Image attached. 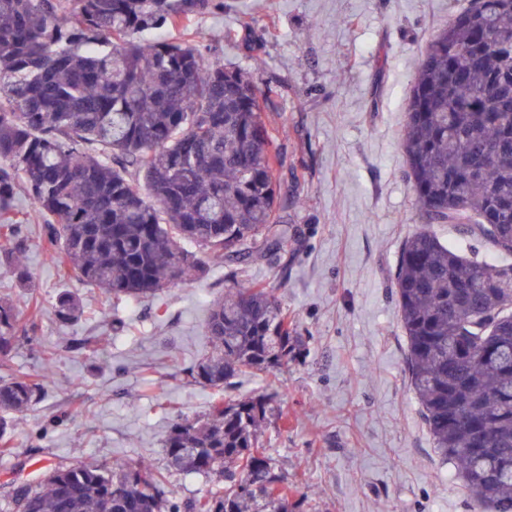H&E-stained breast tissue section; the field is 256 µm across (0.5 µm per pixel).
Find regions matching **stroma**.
I'll use <instances>...</instances> for the list:
<instances>
[{
	"label": "stroma",
	"instance_id": "obj_1",
	"mask_svg": "<svg viewBox=\"0 0 512 512\" xmlns=\"http://www.w3.org/2000/svg\"><path fill=\"white\" fill-rule=\"evenodd\" d=\"M464 0H224L195 18L207 61L271 89L265 113L285 168L288 263L267 256L243 279L275 287L306 339L277 375L245 377L243 394H273L287 421L266 423L272 455L307 512H472L451 464L433 448L407 374V342L392 276L417 228L400 137L421 53ZM268 35L248 50L249 29ZM28 240V287L0 266V298L45 311L35 335L0 357V376L57 374L35 409L14 418V451L0 457V501L59 465L150 459L165 470L163 439L176 418L205 413L210 389L186 367L206 345V309L224 290L223 261L155 299L113 306L95 285L46 258L41 215L18 198ZM86 313L70 326L50 312L60 293ZM120 318L125 330L113 335ZM99 337L97 352L70 338Z\"/></svg>",
	"mask_w": 512,
	"mask_h": 512
}]
</instances>
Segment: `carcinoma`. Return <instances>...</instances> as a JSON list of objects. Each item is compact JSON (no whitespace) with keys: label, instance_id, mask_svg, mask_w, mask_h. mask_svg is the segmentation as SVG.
I'll list each match as a JSON object with an SVG mask.
<instances>
[{"label":"carcinoma","instance_id":"cac0c4a2","mask_svg":"<svg viewBox=\"0 0 512 512\" xmlns=\"http://www.w3.org/2000/svg\"><path fill=\"white\" fill-rule=\"evenodd\" d=\"M223 0H0V264L18 285L27 238L17 186L44 218L65 275L132 302L203 272L288 252L281 156L263 120L273 100L242 70L209 63L192 40L143 38ZM421 228L394 276L410 386L433 448L475 512H512V0H469L421 54L401 137ZM478 177H472L473 172ZM491 245L466 255L432 230ZM0 301V356L38 328ZM85 313L64 293L55 319ZM209 349L191 369L215 399L176 420L167 471L215 480L179 506L153 464L77 463L24 485L0 512H304L265 448L274 396L237 398L244 375L274 374L305 350L274 290L241 280L208 305ZM40 383L0 378V411L34 408ZM0 418V456L13 452Z\"/></svg>","mask_w":512,"mask_h":512}]
</instances>
